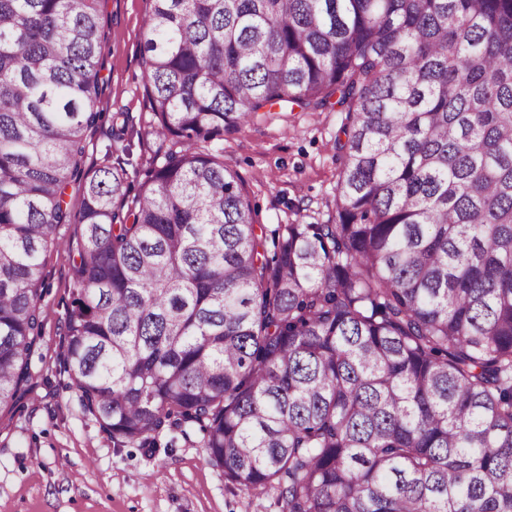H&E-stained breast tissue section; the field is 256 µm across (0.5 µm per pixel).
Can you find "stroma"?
Masks as SVG:
<instances>
[{"mask_svg": "<svg viewBox=\"0 0 512 512\" xmlns=\"http://www.w3.org/2000/svg\"><path fill=\"white\" fill-rule=\"evenodd\" d=\"M148 9V0H105L102 120L86 140L85 174L104 160L114 113H128L138 127L152 119L143 97ZM344 119L334 108L297 107L225 134L224 163L241 178L259 223L334 221L341 169L334 141ZM75 232V225H58L57 244L45 258L43 334L31 357L30 392L0 413V512H279L273 494L229 488L223 470L208 463L200 434L164 430L142 448L113 441L84 411L59 365L71 301L65 243Z\"/></svg>", "mask_w": 512, "mask_h": 512, "instance_id": "35a3bbf8", "label": "stroma"}]
</instances>
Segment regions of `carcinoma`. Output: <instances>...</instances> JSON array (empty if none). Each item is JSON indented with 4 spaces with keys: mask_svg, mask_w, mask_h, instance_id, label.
<instances>
[{
    "mask_svg": "<svg viewBox=\"0 0 512 512\" xmlns=\"http://www.w3.org/2000/svg\"><path fill=\"white\" fill-rule=\"evenodd\" d=\"M168 141L82 184L63 370L281 512H512V0H149ZM101 0H0V409L98 127ZM339 107L336 223H257L219 142ZM138 190L130 194V174Z\"/></svg>",
    "mask_w": 512,
    "mask_h": 512,
    "instance_id": "carcinoma-1",
    "label": "carcinoma"
}]
</instances>
